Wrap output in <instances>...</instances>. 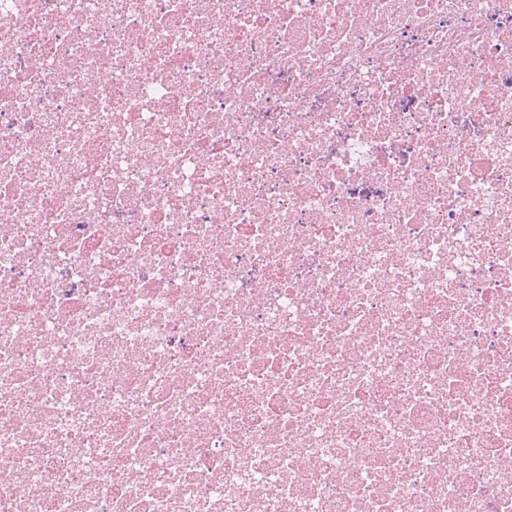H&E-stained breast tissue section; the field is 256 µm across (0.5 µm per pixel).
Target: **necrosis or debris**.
<instances>
[{"mask_svg":"<svg viewBox=\"0 0 512 512\" xmlns=\"http://www.w3.org/2000/svg\"><path fill=\"white\" fill-rule=\"evenodd\" d=\"M0 512H512V0H0Z\"/></svg>","mask_w":512,"mask_h":512,"instance_id":"4bbe7bcc","label":"necrosis or debris"}]
</instances>
